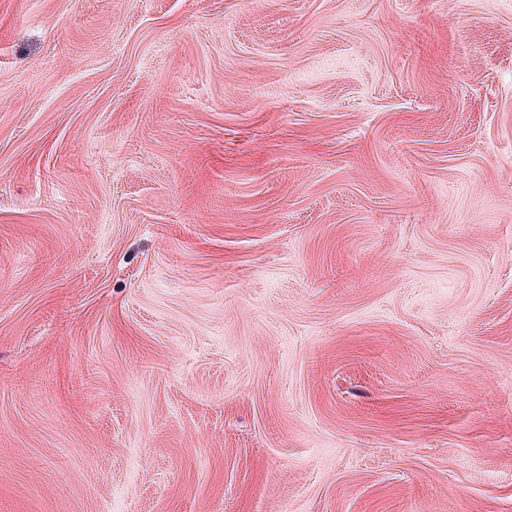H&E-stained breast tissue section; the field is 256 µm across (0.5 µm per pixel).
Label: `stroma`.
Wrapping results in <instances>:
<instances>
[{"instance_id": "35a3bbf8", "label": "stroma", "mask_w": 512, "mask_h": 512, "mask_svg": "<svg viewBox=\"0 0 512 512\" xmlns=\"http://www.w3.org/2000/svg\"><path fill=\"white\" fill-rule=\"evenodd\" d=\"M0 512H512V0H0Z\"/></svg>"}]
</instances>
